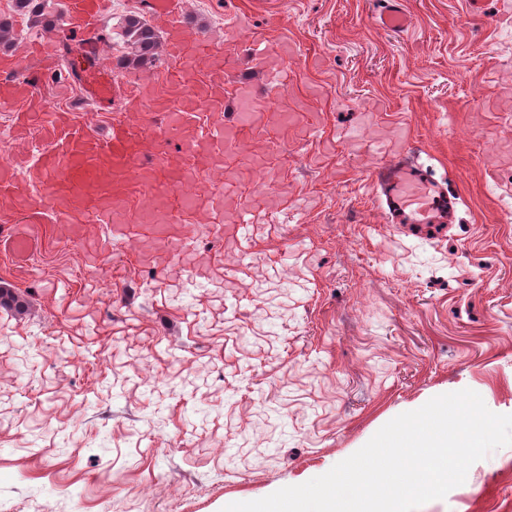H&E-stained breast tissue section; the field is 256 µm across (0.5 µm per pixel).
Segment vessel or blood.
<instances>
[{
    "label": "vessel or blood",
    "instance_id": "1",
    "mask_svg": "<svg viewBox=\"0 0 512 512\" xmlns=\"http://www.w3.org/2000/svg\"><path fill=\"white\" fill-rule=\"evenodd\" d=\"M383 7L375 16L377 26L387 30L403 31L412 20L398 0H382ZM65 22L74 30L92 25L104 7V0H64ZM153 14L167 21V49L169 55L184 63L173 83L184 86L189 70L203 64L220 70L224 57L214 52L210 42L204 38L190 37L172 0H150ZM86 67L82 73L86 91L96 100L109 99L112 89V73L100 61V47L96 44L85 48ZM250 114H242L239 125L210 127L206 138L187 140L186 153L200 157L210 163V141L233 144L241 140L246 130L251 129ZM44 137L52 145L51 150L38 160V181L51 210L57 220L69 222L78 210L91 207L101 214L111 216L114 232L123 236H136L147 231L164 250L188 253L193 248V239L188 235L172 234L166 223V207L182 175L172 168L168 153L156 148L151 162L142 159L141 140L127 125L113 124L105 142L90 139L80 127L71 124L68 114H60L57 122L45 130ZM166 170L168 178L158 181V170ZM147 190L145 211L155 216L156 221L147 227L123 223L121 216L131 181ZM374 186L380 189L389 211L400 224H438L448 206L446 196L421 170L399 155L379 164L371 174ZM255 222L253 211L240 207L232 217L231 229L216 225V234L225 235L236 252L233 272L239 277L249 276L251 261L252 228Z\"/></svg>",
    "mask_w": 512,
    "mask_h": 512
}]
</instances>
